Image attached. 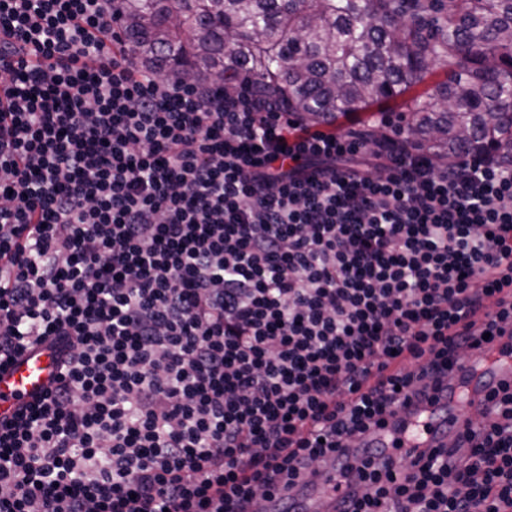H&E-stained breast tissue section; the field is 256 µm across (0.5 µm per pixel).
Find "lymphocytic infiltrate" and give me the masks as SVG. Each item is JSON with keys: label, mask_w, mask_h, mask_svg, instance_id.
<instances>
[{"label": "lymphocytic infiltrate", "mask_w": 512, "mask_h": 512, "mask_svg": "<svg viewBox=\"0 0 512 512\" xmlns=\"http://www.w3.org/2000/svg\"><path fill=\"white\" fill-rule=\"evenodd\" d=\"M120 10L0 0V365L59 363L0 419V512H244L512 329V168L146 70ZM490 402L349 512H512Z\"/></svg>", "instance_id": "lymphocytic-infiltrate-1"}]
</instances>
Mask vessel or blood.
Returning <instances> with one entry per match:
<instances>
[{
    "instance_id": "1",
    "label": "vessel or blood",
    "mask_w": 512,
    "mask_h": 512,
    "mask_svg": "<svg viewBox=\"0 0 512 512\" xmlns=\"http://www.w3.org/2000/svg\"><path fill=\"white\" fill-rule=\"evenodd\" d=\"M57 373L52 355L45 350L24 354L1 366L0 416L11 415L22 404L33 402ZM510 381L512 349L499 336L458 360L437 391L401 399L394 414L380 427L322 459L300 486L284 491L283 498L292 512H341L361 486L359 467L363 460L403 468L409 457L447 447L450 440L475 430L471 407L484 406L494 390Z\"/></svg>"
}]
</instances>
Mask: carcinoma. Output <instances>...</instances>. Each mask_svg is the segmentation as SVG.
I'll list each match as a JSON object with an SVG mask.
<instances>
[{"instance_id":"obj_1","label":"carcinoma","mask_w":512,"mask_h":512,"mask_svg":"<svg viewBox=\"0 0 512 512\" xmlns=\"http://www.w3.org/2000/svg\"><path fill=\"white\" fill-rule=\"evenodd\" d=\"M120 20L151 70L249 83L306 125L401 98L438 164L512 167V0H124Z\"/></svg>"}]
</instances>
